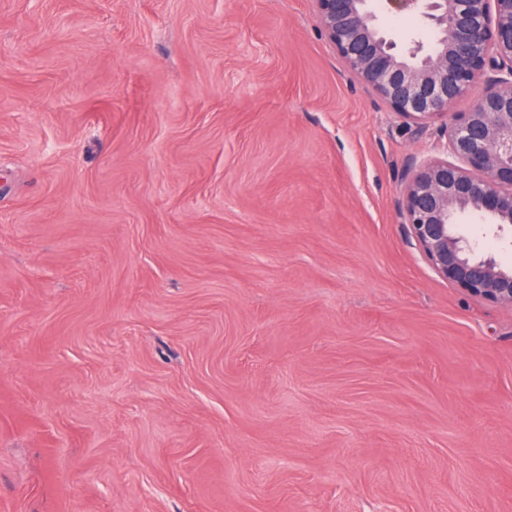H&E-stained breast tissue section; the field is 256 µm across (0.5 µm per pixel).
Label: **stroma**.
<instances>
[{"label":"stroma","instance_id":"stroma-1","mask_svg":"<svg viewBox=\"0 0 512 512\" xmlns=\"http://www.w3.org/2000/svg\"><path fill=\"white\" fill-rule=\"evenodd\" d=\"M442 125L313 0H0V512H512V306L401 214Z\"/></svg>","mask_w":512,"mask_h":512}]
</instances>
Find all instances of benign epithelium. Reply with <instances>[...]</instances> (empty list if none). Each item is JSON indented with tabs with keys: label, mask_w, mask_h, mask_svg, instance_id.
I'll list each match as a JSON object with an SVG mask.
<instances>
[{
	"label": "benign epithelium",
	"mask_w": 512,
	"mask_h": 512,
	"mask_svg": "<svg viewBox=\"0 0 512 512\" xmlns=\"http://www.w3.org/2000/svg\"><path fill=\"white\" fill-rule=\"evenodd\" d=\"M328 41L356 76L393 111L424 125L446 118V160L413 163L403 216L433 269L468 296L512 306V267L457 231L473 212L500 233L512 229V0H385L395 14L418 16L434 31L428 50L399 51L381 29L371 0H314ZM468 112L453 106L474 89Z\"/></svg>",
	"instance_id": "benign-epithelium-1"
}]
</instances>
